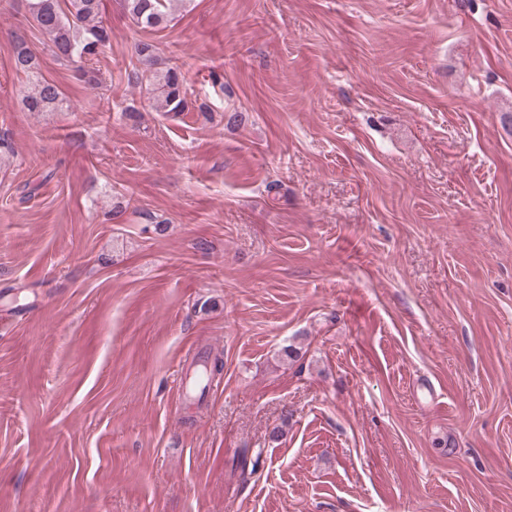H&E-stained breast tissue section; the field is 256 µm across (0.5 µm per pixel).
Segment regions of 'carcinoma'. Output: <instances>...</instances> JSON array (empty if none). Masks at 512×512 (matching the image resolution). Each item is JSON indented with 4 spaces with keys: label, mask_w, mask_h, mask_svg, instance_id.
I'll use <instances>...</instances> for the list:
<instances>
[{
    "label": "carcinoma",
    "mask_w": 512,
    "mask_h": 512,
    "mask_svg": "<svg viewBox=\"0 0 512 512\" xmlns=\"http://www.w3.org/2000/svg\"><path fill=\"white\" fill-rule=\"evenodd\" d=\"M35 26L50 37L54 56L62 61L88 60L111 45L112 30L99 21L101 0H25ZM173 0H125L127 13L143 29H160ZM14 65L30 91L23 98L28 112H58L66 103L59 87L40 73L38 58L24 34H12ZM132 80L145 87L158 112H187L192 101L182 73L160 66L153 44L135 46Z\"/></svg>",
    "instance_id": "cac0c4a2"
}]
</instances>
